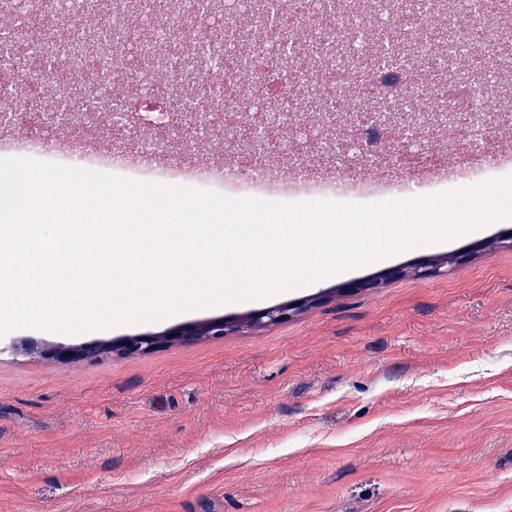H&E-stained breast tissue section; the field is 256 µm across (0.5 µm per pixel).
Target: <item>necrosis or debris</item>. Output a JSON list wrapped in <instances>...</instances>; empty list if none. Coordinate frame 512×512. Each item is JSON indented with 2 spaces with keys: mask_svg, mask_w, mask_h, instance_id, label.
<instances>
[{
  "mask_svg": "<svg viewBox=\"0 0 512 512\" xmlns=\"http://www.w3.org/2000/svg\"><path fill=\"white\" fill-rule=\"evenodd\" d=\"M90 2L56 0L48 9L41 0H0V13H10L14 20L12 40L28 46L33 61L25 69L1 64L0 80L32 92L34 103L27 128L0 144V157H26L231 198L278 202L332 199L370 204L476 185L512 170V151L497 148L500 129L490 117L501 92L496 56L512 34L491 24L476 0H307L293 9L286 0H225L220 22L211 20L201 0H183L179 11L164 17L155 13L152 0H139L148 25L122 29L114 21L126 16L130 0H112V16L103 24L114 34L108 49L95 45L91 29L76 21ZM244 5L260 26L272 30L267 45L248 49L240 40L227 44L225 35ZM320 14L330 17V26L314 27ZM453 20L477 22L484 31L483 44L476 48L452 42L440 50L429 31ZM384 31L389 37L379 59L364 69V53ZM405 52L420 62L444 54L474 52L481 57V81L466 94L482 102L466 121L450 117L456 104L453 93L430 88L428 76L418 70L393 66V59ZM200 53L214 63L212 77L202 88L205 106L192 99L172 103L171 88L186 85L187 75L184 69L171 68L165 84L147 85L125 111L113 113L112 126L171 125L202 135L222 128L235 135L251 121L261 101L273 95L278 119L262 125L260 140L272 144L285 136L309 147L330 126L341 100L360 112L369 91L386 108L417 114L403 159L392 160L390 173L370 177L338 169L323 173L302 164L262 167L237 158L197 164L168 155L151 139L139 140L133 152L101 147L98 105L109 97L113 77L137 76L174 54L191 58ZM48 83L72 89L73 94L48 100L42 93ZM49 107L61 124H79L82 140L41 136L36 127ZM432 130L459 149L455 160L433 148L428 136Z\"/></svg>",
  "mask_w": 512,
  "mask_h": 512,
  "instance_id": "4bbe7bcc",
  "label": "necrosis or debris"
}]
</instances>
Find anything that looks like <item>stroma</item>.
I'll return each mask as SVG.
<instances>
[{"mask_svg": "<svg viewBox=\"0 0 512 512\" xmlns=\"http://www.w3.org/2000/svg\"><path fill=\"white\" fill-rule=\"evenodd\" d=\"M511 232L158 323L0 337V512H512ZM217 319L144 353L49 354ZM306 303L290 302L286 305L276 306L259 312L249 313L247 319L254 324L278 323L288 319L293 313L300 311Z\"/></svg>", "mask_w": 512, "mask_h": 512, "instance_id": "stroma-1", "label": "stroma"}]
</instances>
